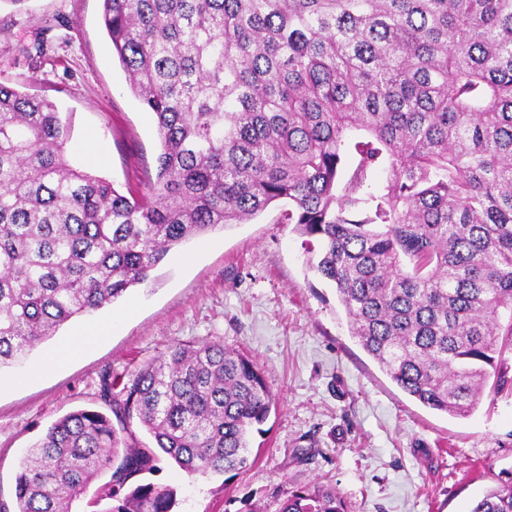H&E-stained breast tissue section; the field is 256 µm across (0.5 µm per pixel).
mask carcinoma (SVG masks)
Returning <instances> with one entry per match:
<instances>
[{"instance_id": "1", "label": "carcinoma", "mask_w": 512, "mask_h": 512, "mask_svg": "<svg viewBox=\"0 0 512 512\" xmlns=\"http://www.w3.org/2000/svg\"><path fill=\"white\" fill-rule=\"evenodd\" d=\"M103 23L155 115L157 170L122 194L69 163L71 117L0 85V369L173 248L286 201L403 392L466 417L512 390V0H103ZM101 400L109 413L70 412L28 450L0 512H72L105 472L102 512H174L175 488L145 476L165 458L191 478L247 468L276 407L221 341L175 343ZM279 512L347 507L315 482ZM471 512H512V480Z\"/></svg>"}]
</instances>
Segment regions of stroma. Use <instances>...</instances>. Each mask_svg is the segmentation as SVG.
<instances>
[{"mask_svg":"<svg viewBox=\"0 0 512 512\" xmlns=\"http://www.w3.org/2000/svg\"><path fill=\"white\" fill-rule=\"evenodd\" d=\"M102 14L103 0H26L20 9L0 0V84L71 113V163L138 194L161 139L126 85ZM284 208L172 250L147 283L0 370V500L12 502L21 457L54 421L101 407L103 376L122 389L175 342L244 353L278 399L246 470L190 478L163 461L152 480L176 488V512H278L284 489L312 482L335 486L350 512H471L512 478V393L485 390L465 418L404 393L351 336L335 288L306 268ZM112 319L110 335L45 366L72 335Z\"/></svg>","mask_w":512,"mask_h":512,"instance_id":"obj_1","label":"stroma"}]
</instances>
